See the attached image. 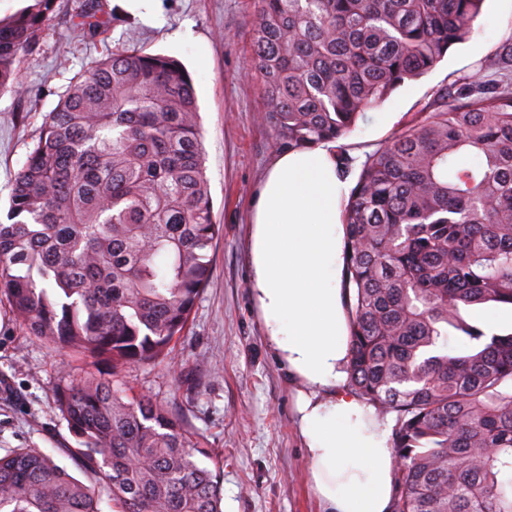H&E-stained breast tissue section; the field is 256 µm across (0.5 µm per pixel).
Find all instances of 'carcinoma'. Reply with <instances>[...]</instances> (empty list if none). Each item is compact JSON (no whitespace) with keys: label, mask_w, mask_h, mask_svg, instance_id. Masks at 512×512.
<instances>
[{"label":"carcinoma","mask_w":512,"mask_h":512,"mask_svg":"<svg viewBox=\"0 0 512 512\" xmlns=\"http://www.w3.org/2000/svg\"><path fill=\"white\" fill-rule=\"evenodd\" d=\"M485 0H258L252 61L278 144L329 145L465 42ZM53 0L0 19V91ZM91 34L116 17L81 0ZM347 387L395 413L394 512H512V86L478 72L365 155L342 212ZM220 225L196 91L175 59L124 47L72 81L16 173L0 296L29 331L112 361L60 377L86 484L39 448L0 456V512H223L218 456L122 370L172 357ZM462 339L464 346L450 345Z\"/></svg>","instance_id":"obj_1"}]
</instances>
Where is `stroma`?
<instances>
[{
    "label": "stroma",
    "mask_w": 512,
    "mask_h": 512,
    "mask_svg": "<svg viewBox=\"0 0 512 512\" xmlns=\"http://www.w3.org/2000/svg\"><path fill=\"white\" fill-rule=\"evenodd\" d=\"M80 0H56L34 51L22 54L17 91L0 92V221L11 185L45 118L71 81L100 59L136 44L177 58L190 73L203 131L213 214L222 227L212 277L201 293L172 359L126 371L134 393L183 413L218 450L223 512H322L309 482L298 430L299 380L266 337L252 293L251 215L261 182L280 146L267 114L261 79L251 69L255 0H153V19L131 0H99L118 24L86 35L75 29ZM512 0H486L469 41L455 46L420 79L367 112L345 139L363 158L409 127L450 88L476 71L496 79L512 71ZM111 375L107 360L50 344L0 301V454L43 449L62 465L74 446L55 407L61 373Z\"/></svg>",
    "instance_id": "35a3bbf8"
}]
</instances>
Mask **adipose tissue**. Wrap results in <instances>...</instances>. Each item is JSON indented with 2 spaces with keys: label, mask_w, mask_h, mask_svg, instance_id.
I'll list each match as a JSON object with an SVG mask.
<instances>
[{
  "label": "adipose tissue",
  "mask_w": 512,
  "mask_h": 512,
  "mask_svg": "<svg viewBox=\"0 0 512 512\" xmlns=\"http://www.w3.org/2000/svg\"><path fill=\"white\" fill-rule=\"evenodd\" d=\"M350 190L324 146L277 154L255 210L252 291L270 343L304 384L299 428L323 512H391L389 433L371 406L336 392L348 360L336 226Z\"/></svg>",
  "instance_id": "adipose-tissue-1"
}]
</instances>
